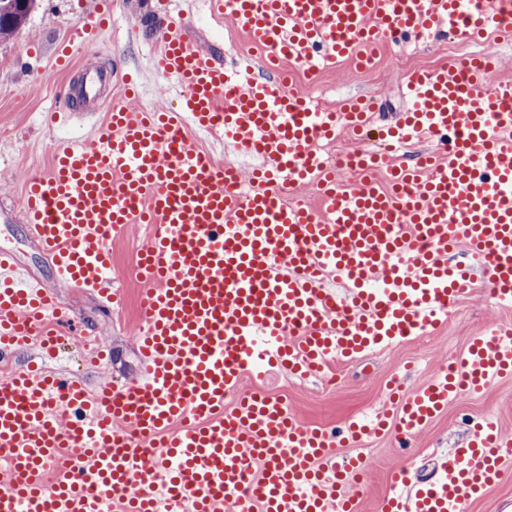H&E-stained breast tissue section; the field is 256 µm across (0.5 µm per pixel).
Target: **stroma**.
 Returning a JSON list of instances; mask_svg holds the SVG:
<instances>
[{
	"label": "stroma",
	"mask_w": 512,
	"mask_h": 512,
	"mask_svg": "<svg viewBox=\"0 0 512 512\" xmlns=\"http://www.w3.org/2000/svg\"><path fill=\"white\" fill-rule=\"evenodd\" d=\"M96 10L111 14V25L97 40L73 49L69 71L53 70L66 33ZM165 11L182 18L187 40L218 59H252L244 35L215 20L206 0H168L164 5L159 0H42L21 32L0 44V249L12 252L47 286L55 284L52 259L25 231L21 202L26 182L33 174L48 172L54 145L83 138L104 121L113 104L121 100L123 78L139 85V97L129 101V108L180 106V89L162 86L151 66L163 34L160 16ZM405 49L414 51L428 69L463 57L461 51L438 46L432 39L411 40L401 46L386 45L373 74L351 64L313 76L296 66L292 74L301 90L314 100L327 102L329 108L354 96H374L381 118L389 119L406 106L401 81L395 76L398 56ZM92 61L112 74V82L102 86L88 110L74 113L66 122L51 123L50 113L63 107L61 90L78 89L83 81L80 69ZM252 61L254 69H261V60ZM147 236V229L138 224L112 242V271L122 293L117 311L107 310L93 295L80 290L60 292L79 327L109 338L111 368L84 364L81 347L71 343L56 360L44 363L46 369L82 376L92 385L108 378L125 382L142 376L144 367L136 352L142 285L131 270ZM472 275V283L449 311L446 326L339 364L328 378L301 379L275 372L263 381V390L287 399L292 411L311 427L338 428L351 418L379 411L390 382L408 388L418 385L461 355L471 337L486 327L512 326V307L499 306L492 298V285L480 262H473ZM485 419L495 421L503 434L512 435V379L493 383L484 394L461 396L414 437L409 450H402L395 435L387 431L354 446H337L336 463L357 455L368 463L353 488L359 512H382L402 453L412 456L419 476H427L440 459L466 447L470 428Z\"/></svg>",
	"instance_id": "obj_1"
}]
</instances>
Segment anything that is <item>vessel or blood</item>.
I'll list each match as a JSON object with an SVG mask.
<instances>
[{
    "label": "vessel or blood",
    "instance_id": "1",
    "mask_svg": "<svg viewBox=\"0 0 512 512\" xmlns=\"http://www.w3.org/2000/svg\"><path fill=\"white\" fill-rule=\"evenodd\" d=\"M247 36L265 66L287 59L316 74L349 60L368 68L380 45L415 33L512 38V0H208ZM481 54L411 74L409 111L361 153L344 191V162L320 140L360 138L372 102L316 109L287 78L264 79L190 44L169 24L154 71L184 88L178 112L121 105L84 139L54 148L48 173L23 195L27 227L68 288L116 302L110 243L149 230L135 269L143 283L137 334L144 376L88 389L72 376L16 366L0 374V457L10 479L0 512H358L349 490L361 458L336 467V444L395 423L415 435L462 394L512 377V328L490 326L410 392L391 391L376 420L334 431L306 426L287 401L242 388L272 368L316 376L391 347L447 317L468 286L465 247L485 262L492 295L512 306V81H486ZM82 101L109 82L89 67ZM220 130L261 166L189 143L188 128ZM422 137L434 150L413 166L392 149ZM385 167L387 188L372 172ZM313 187L321 209L276 202L278 188ZM343 291L328 288V280ZM73 319L55 292L0 250V361L38 344L52 358ZM506 442L490 422L442 462L434 481L397 476L385 512H465L503 473Z\"/></svg>",
    "mask_w": 512,
    "mask_h": 512
}]
</instances>
